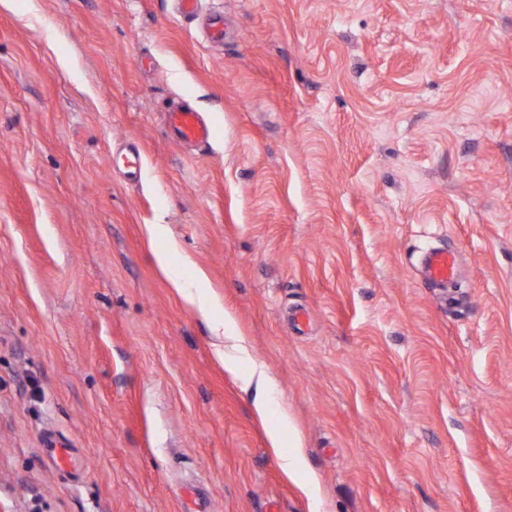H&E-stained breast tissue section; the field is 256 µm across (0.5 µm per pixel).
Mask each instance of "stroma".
Segmentation results:
<instances>
[{"label": "stroma", "mask_w": 512, "mask_h": 512, "mask_svg": "<svg viewBox=\"0 0 512 512\" xmlns=\"http://www.w3.org/2000/svg\"><path fill=\"white\" fill-rule=\"evenodd\" d=\"M202 9L0 5V512H512V0ZM166 123L173 137L187 145H206L212 129L203 115L193 108L174 106L167 111ZM419 264L430 288H448L458 277L459 256L446 246L427 249L420 256Z\"/></svg>", "instance_id": "obj_1"}]
</instances>
